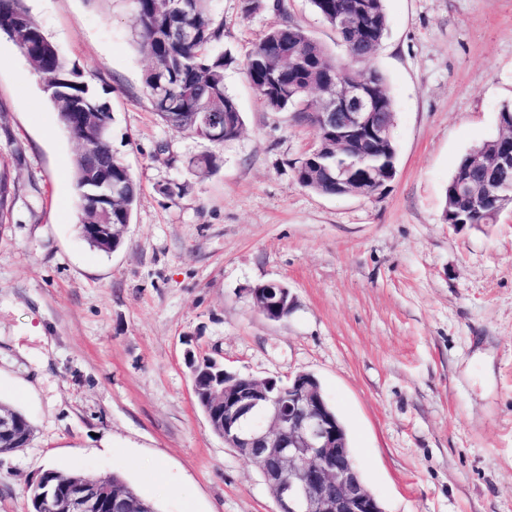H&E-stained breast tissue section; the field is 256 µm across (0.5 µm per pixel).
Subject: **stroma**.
Masks as SVG:
<instances>
[{
	"mask_svg": "<svg viewBox=\"0 0 512 512\" xmlns=\"http://www.w3.org/2000/svg\"><path fill=\"white\" fill-rule=\"evenodd\" d=\"M288 15L336 56L309 0ZM108 101L112 148L140 185L122 246L77 225L78 146L18 46L0 36V404L33 428L0 455V512H29L47 470L120 475L158 512H275L246 459L212 431L186 363L259 379L313 374L384 512H512V206L451 226L461 158L512 103V0H385L368 65L394 100L397 174L379 198L298 185L311 147L294 112L267 110L240 65L280 15L219 0L224 84L243 131L216 145L161 124L132 0H24ZM216 154L200 178L190 158ZM186 184L181 195L162 189ZM277 281L286 318L250 290Z\"/></svg>",
	"mask_w": 512,
	"mask_h": 512,
	"instance_id": "stroma-1",
	"label": "stroma"
}]
</instances>
